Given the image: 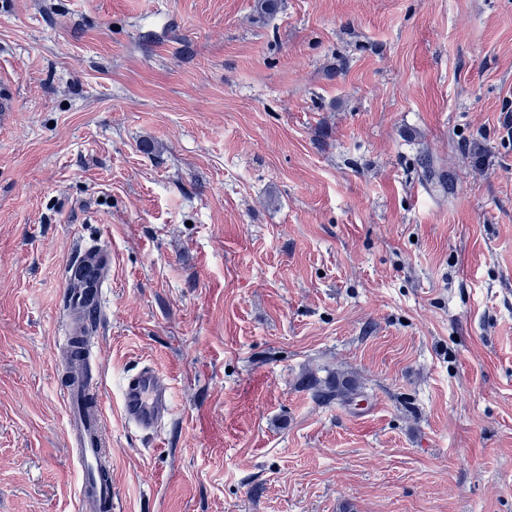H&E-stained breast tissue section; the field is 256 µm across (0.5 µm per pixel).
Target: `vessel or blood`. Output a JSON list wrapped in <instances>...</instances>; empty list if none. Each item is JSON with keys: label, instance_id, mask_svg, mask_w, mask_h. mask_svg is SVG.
<instances>
[{"label": "vessel or blood", "instance_id": "vessel-or-blood-1", "mask_svg": "<svg viewBox=\"0 0 512 512\" xmlns=\"http://www.w3.org/2000/svg\"><path fill=\"white\" fill-rule=\"evenodd\" d=\"M112 262L103 250L85 253L79 264L83 283L67 288V305L89 322L100 314L101 288ZM63 355L74 374L63 389L69 445L75 448L80 469L78 512H112V466L108 452L111 437L105 424L99 380L92 371L94 352L89 338L68 337ZM122 409L125 418L141 429H158L171 413L170 394L158 370L145 365L124 383Z\"/></svg>", "mask_w": 512, "mask_h": 512}]
</instances>
